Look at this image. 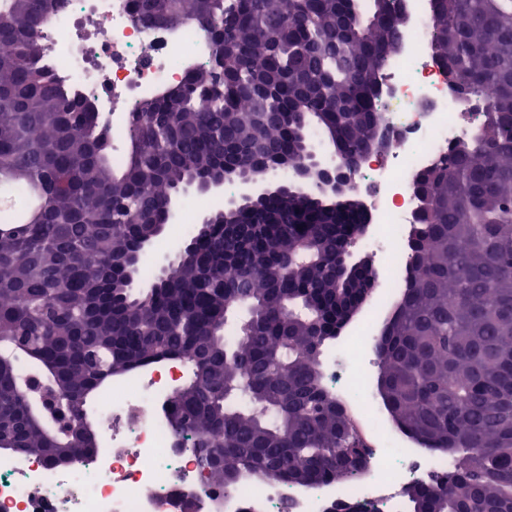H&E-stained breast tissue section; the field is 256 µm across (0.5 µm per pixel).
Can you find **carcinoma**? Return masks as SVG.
<instances>
[{
	"instance_id": "obj_1",
	"label": "carcinoma",
	"mask_w": 512,
	"mask_h": 512,
	"mask_svg": "<svg viewBox=\"0 0 512 512\" xmlns=\"http://www.w3.org/2000/svg\"><path fill=\"white\" fill-rule=\"evenodd\" d=\"M64 0H0V176L45 203L26 224L1 221L0 426L19 454L85 458L78 397L151 365L188 378L167 403L210 486L233 496L250 479L317 487L355 477L361 429L323 382L321 356L357 311L361 266L340 230L363 204L353 187L303 190L256 207L209 211L164 280L135 292L121 258L156 238L183 187L224 175L257 182L291 171L315 127L355 159L381 146L375 102L402 38L395 0H168L176 24L210 39L208 66L144 100L127 144L43 65L39 30ZM155 25L159 0H132ZM432 40L466 100L493 92L486 122L416 185L419 220L403 293L376 341V388L397 428L443 451L445 478L405 488V512H512V0H433ZM55 388V415L28 385ZM374 512L364 499L332 512Z\"/></svg>"
}]
</instances>
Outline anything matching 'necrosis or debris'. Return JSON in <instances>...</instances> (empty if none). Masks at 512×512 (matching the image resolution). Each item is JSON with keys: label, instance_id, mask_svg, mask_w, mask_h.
Masks as SVG:
<instances>
[{"label": "necrosis or debris", "instance_id": "necrosis-or-debris-1", "mask_svg": "<svg viewBox=\"0 0 512 512\" xmlns=\"http://www.w3.org/2000/svg\"><path fill=\"white\" fill-rule=\"evenodd\" d=\"M402 8V42L378 102L390 143L351 174L371 226L360 244L385 279L372 315L326 346L321 359L325 386L364 433L370 476L312 490L270 485L257 493L244 484L224 498L206 486L190 439L166 424L164 405L183 375L181 364L168 362L113 381L97 407L105 439L91 456L68 468L30 455L1 457L0 512H182L187 497L195 512H234L240 500L255 502L260 512H330L353 497L375 502L379 512H401L405 486L447 475V454L419 446L388 423L373 389L380 372L374 328L407 276L416 183L458 141L478 134L485 106L465 104L449 86L431 45L432 0H402ZM40 36L46 65L73 96L92 102L118 147L117 160L138 101L185 82L211 54L201 29L143 25L130 0H66Z\"/></svg>", "mask_w": 512, "mask_h": 512}]
</instances>
